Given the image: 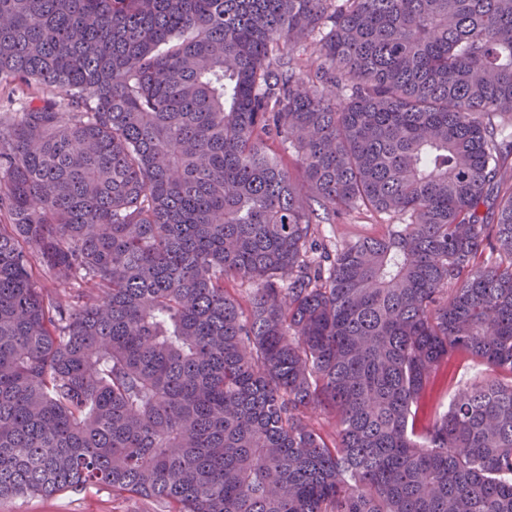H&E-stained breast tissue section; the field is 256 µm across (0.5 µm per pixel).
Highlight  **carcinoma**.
<instances>
[{"label":"carcinoma","instance_id":"obj_1","mask_svg":"<svg viewBox=\"0 0 512 512\" xmlns=\"http://www.w3.org/2000/svg\"><path fill=\"white\" fill-rule=\"evenodd\" d=\"M1 84V501L512 512V0H0ZM402 218H393L389 221L379 218H369L364 215L353 214L347 220L336 224H321L319 226V239L329 245L336 244L341 247L348 241L364 236L380 237L389 232L391 224H399ZM390 224H376L387 223ZM393 222V223H392ZM488 373L485 365L467 356H457L452 359L449 367L438 381L427 411L438 412L447 408L457 387L464 383H474L482 380ZM160 503L117 496L103 485L53 496H21L0 501V512H162Z\"/></svg>","mask_w":512,"mask_h":512}]
</instances>
